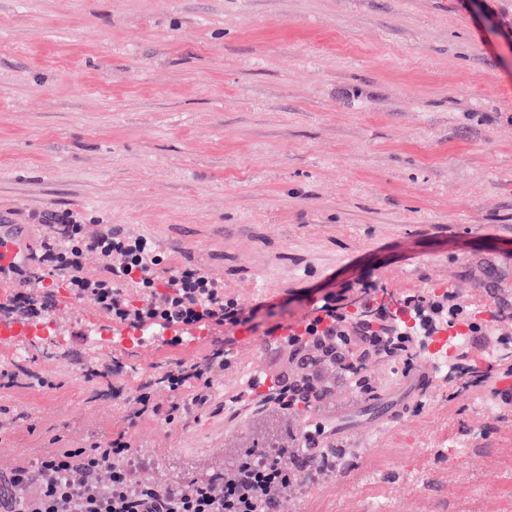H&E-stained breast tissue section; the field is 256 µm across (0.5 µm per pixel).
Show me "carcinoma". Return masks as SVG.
<instances>
[{
  "label": "carcinoma",
  "mask_w": 512,
  "mask_h": 512,
  "mask_svg": "<svg viewBox=\"0 0 512 512\" xmlns=\"http://www.w3.org/2000/svg\"><path fill=\"white\" fill-rule=\"evenodd\" d=\"M465 316L463 309L448 313L447 304L439 298L425 314L418 316L416 326ZM400 327L402 324L395 318L388 325L365 328L351 316L342 322L317 323L286 337L283 351L288 354V379L270 381L264 373L254 380L255 386L266 385L268 389L263 399L265 412L255 426L253 447L298 449L289 468L300 476L313 470L334 471L336 462L347 458V452L343 448L320 449L327 424L320 418L309 417V413L330 392V383L336 379L346 382L362 399L373 401L369 409L378 408L381 391L376 367L399 362L407 368L418 357L412 340ZM283 397L288 398V416L294 421L286 431L272 415V404Z\"/></svg>",
  "instance_id": "carcinoma-1"
}]
</instances>
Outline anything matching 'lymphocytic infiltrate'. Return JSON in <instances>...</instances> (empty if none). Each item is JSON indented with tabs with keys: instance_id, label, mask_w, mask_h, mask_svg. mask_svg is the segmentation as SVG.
<instances>
[{
	"instance_id": "lymphocytic-infiltrate-1",
	"label": "lymphocytic infiltrate",
	"mask_w": 512,
	"mask_h": 512,
	"mask_svg": "<svg viewBox=\"0 0 512 512\" xmlns=\"http://www.w3.org/2000/svg\"><path fill=\"white\" fill-rule=\"evenodd\" d=\"M51 229L40 264L61 279L76 297H88L113 321L130 325L173 322L217 325L238 323L242 310L225 299L219 281L193 266L171 274L168 291H160L157 268L162 262L154 243L144 236L112 230L89 233L70 212L47 216ZM95 253L101 270L88 274L87 253ZM140 288V305L121 297L123 283ZM224 372V355L216 351L203 361H176L154 384L136 390V417L164 415L173 421L178 404L161 408L155 386L178 393L195 389L205 404L214 379ZM124 433L88 447L65 446L48 452L37 467L23 464L0 476V512H276V496L290 481L280 452L247 451L228 474L206 475L176 488L157 484L128 466L133 454Z\"/></svg>"
}]
</instances>
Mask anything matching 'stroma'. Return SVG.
I'll list each match as a JSON object with an SVG mask.
<instances>
[{
	"instance_id": "stroma-1",
	"label": "stroma",
	"mask_w": 512,
	"mask_h": 512,
	"mask_svg": "<svg viewBox=\"0 0 512 512\" xmlns=\"http://www.w3.org/2000/svg\"><path fill=\"white\" fill-rule=\"evenodd\" d=\"M55 211L151 238L161 276L199 267L248 318L141 346L46 278L31 322L48 339L0 336V370L53 379L0 387L15 419L1 474L77 431L125 432L160 483L224 470L258 420L252 380L329 295L450 291L494 316L469 360L493 356L505 376L512 0H0V225L38 246ZM216 349L227 364L206 405L161 388L179 417L128 426L140 383ZM104 359L119 374L88 378ZM377 376L382 414L339 383L326 400L350 466L305 476L279 512H512V402L448 382L425 353L415 375ZM1 374L8 377V384H25L28 386L43 387L48 384L47 376L40 371H35L23 367H18L14 371H1Z\"/></svg>"
}]
</instances>
